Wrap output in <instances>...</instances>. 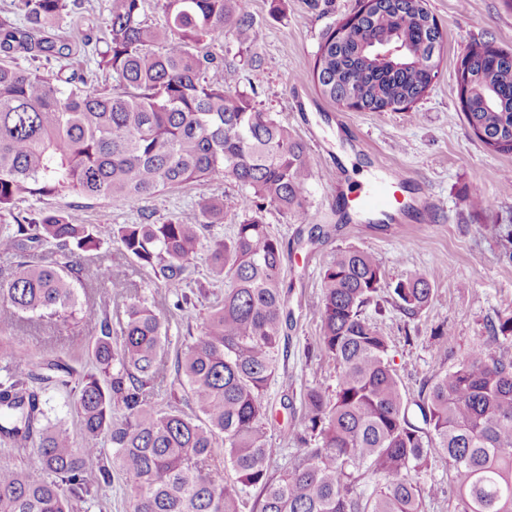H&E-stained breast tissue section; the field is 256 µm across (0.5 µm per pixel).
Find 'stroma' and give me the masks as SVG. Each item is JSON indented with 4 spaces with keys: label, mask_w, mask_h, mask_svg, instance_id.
I'll return each mask as SVG.
<instances>
[{
    "label": "stroma",
    "mask_w": 512,
    "mask_h": 512,
    "mask_svg": "<svg viewBox=\"0 0 512 512\" xmlns=\"http://www.w3.org/2000/svg\"><path fill=\"white\" fill-rule=\"evenodd\" d=\"M358 6L359 0H281L277 5L240 0V9L254 22L249 47L229 36L199 47L223 57L228 86L254 91L257 108L288 126L311 158L305 196L313 222L321 226L318 239L309 241V226L276 208L264 212L283 242L289 288L288 326L280 341L277 375L266 393L267 432L281 469L300 452L295 436L302 429L304 393L316 385L336 386L338 369L319 348L320 324L311 311L322 296V271L338 250L352 246L370 251L391 283L414 275L433 280L432 301L416 318L404 316L385 292L379 306L365 309L366 318L389 340L391 366L408 400L418 399L436 373L453 367L473 347L512 358V333L498 330L502 320L512 317V189L503 178L512 170V154L489 151L473 135L456 80L471 43L489 42L512 51V11L503 0H428L444 31L438 78L413 112H358L323 99L313 79L323 38ZM107 19L108 0H68L56 26L62 31L78 27L98 37ZM335 166L342 167V177L327 180V170ZM386 168L424 188L434 205L433 223L398 230L362 215L337 213V203L357 175L376 177ZM213 194L224 197V221L211 226L207 235L229 236L240 220L234 208L240 189L224 177L160 193L147 207L155 219L164 220ZM475 197L493 200L494 208L472 211L468 202ZM17 208L64 209L78 222L104 230L141 220L138 207L74 193L21 202ZM490 224L501 225L502 234L488 233ZM96 321L87 307L65 323L23 319L22 346L40 349L45 357L77 370H92L86 347ZM441 328L450 332L443 348L435 337ZM416 480L425 494V512H450L453 473L445 462L420 470Z\"/></svg>",
    "instance_id": "obj_1"
}]
</instances>
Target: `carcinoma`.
Listing matches in <instances>:
<instances>
[{"instance_id":"cac0c4a2","label":"carcinoma","mask_w":512,"mask_h":512,"mask_svg":"<svg viewBox=\"0 0 512 512\" xmlns=\"http://www.w3.org/2000/svg\"><path fill=\"white\" fill-rule=\"evenodd\" d=\"M142 0H110L103 38L49 32L65 0H23V26L0 23V253L13 258L0 281V334L27 313L66 322L82 305L75 283L88 288V252L100 230L68 211L13 214L26 198L63 192L139 205L159 192L214 176L240 188L244 218L227 238H213L205 257L224 294L201 333L173 364L167 401L154 400L166 374L167 321L135 296L112 326L111 294H85L99 314L89 348L97 372L78 376L36 352L12 356L0 380V440L22 452L36 445L30 468L0 467V512H77L103 503L112 468L133 483L132 512H243L259 490V512H425L415 474L440 458L454 474L456 512H512V360L476 346L437 373L416 406L417 424L388 356L386 336L364 316L385 275L376 257L340 250L322 272L312 310L319 347L339 369L336 389L303 395V447L280 472L266 434V392L277 372L284 317L282 242L265 223L274 206L310 223L304 194L311 177L307 147L246 91L226 86L224 59L193 46L232 35L252 38L239 0H164L167 24L141 18ZM414 46L392 61L373 41ZM444 34L427 0H361L344 37L331 31L317 53L320 94L354 102L360 112L397 103L409 109L438 76ZM20 48L54 58L47 72L14 63ZM82 53L112 74L118 89L99 90L72 68ZM470 96L463 107L476 138L490 151L512 153V51L472 45L461 61ZM224 223V197L202 199L175 218L113 224L112 239L140 269L163 282L166 309L181 313L206 296L192 286L203 231ZM96 277L125 284L119 265ZM433 296L431 280L396 283L395 306L414 318ZM54 383L72 396L81 421L75 439L52 420L41 399ZM195 414L188 415L182 403ZM109 443L110 448L103 447ZM96 459L98 477L87 475ZM235 474L224 480L221 465ZM373 479L368 487L367 479Z\"/></svg>"}]
</instances>
